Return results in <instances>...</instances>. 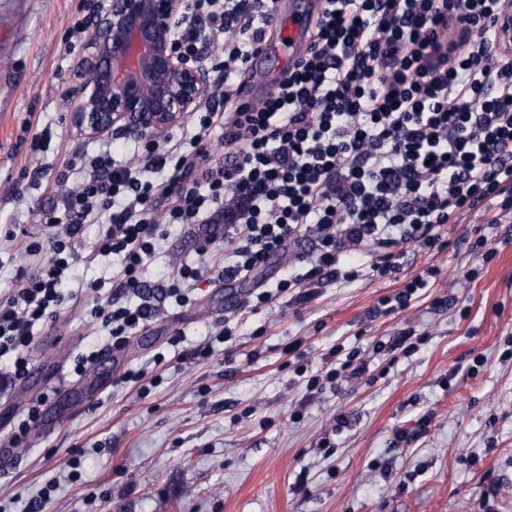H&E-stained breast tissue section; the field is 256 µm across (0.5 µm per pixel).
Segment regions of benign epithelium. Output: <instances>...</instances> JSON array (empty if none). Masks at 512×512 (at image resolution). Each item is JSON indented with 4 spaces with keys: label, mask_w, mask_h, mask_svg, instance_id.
I'll return each instance as SVG.
<instances>
[{
    "label": "benign epithelium",
    "mask_w": 512,
    "mask_h": 512,
    "mask_svg": "<svg viewBox=\"0 0 512 512\" xmlns=\"http://www.w3.org/2000/svg\"><path fill=\"white\" fill-rule=\"evenodd\" d=\"M183 10L184 0H105L68 93L85 135L158 139L209 98L204 70L174 49Z\"/></svg>",
    "instance_id": "obj_1"
}]
</instances>
